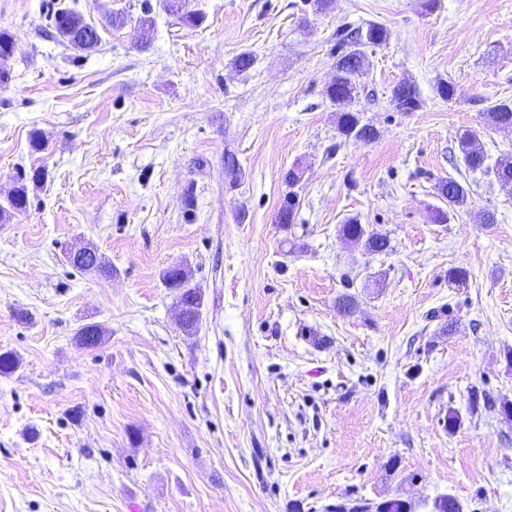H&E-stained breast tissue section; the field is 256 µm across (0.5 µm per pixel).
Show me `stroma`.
I'll return each mask as SVG.
<instances>
[{
	"label": "stroma",
	"mask_w": 512,
	"mask_h": 512,
	"mask_svg": "<svg viewBox=\"0 0 512 512\" xmlns=\"http://www.w3.org/2000/svg\"><path fill=\"white\" fill-rule=\"evenodd\" d=\"M61 7L94 26L93 51L49 25ZM187 8L202 23L163 0H0L14 41L0 203L21 172L47 174L0 223V353L18 360L0 373V512H434L446 494L512 512V194L457 147L469 129L487 165L512 158V129L485 118L512 100V0ZM372 22L389 37L366 48L351 105L377 133L366 143L339 134L324 89L341 35ZM406 79L413 112L389 103ZM448 176L470 204L440 224ZM353 217L388 251L344 240ZM87 244L111 275L66 262ZM173 265L204 294L192 335L163 280ZM452 268L466 284L449 286ZM89 323L107 331L95 349L76 342Z\"/></svg>",
	"instance_id": "stroma-1"
}]
</instances>
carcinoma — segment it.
Returning <instances> with one entry per match:
<instances>
[{"instance_id": "carcinoma-1", "label": "carcinoma", "mask_w": 512, "mask_h": 512, "mask_svg": "<svg viewBox=\"0 0 512 512\" xmlns=\"http://www.w3.org/2000/svg\"><path fill=\"white\" fill-rule=\"evenodd\" d=\"M52 26L56 33L65 39L74 48L90 52L97 42L98 37L88 34L90 25L83 17L70 9L59 8L51 16ZM348 45L350 50L336 57L334 64L335 76L326 85L325 95L329 101L338 106L351 104L358 95L359 90L365 89L361 78L365 74L366 55L365 48L380 46L388 40V29L379 23H370L366 28H357L349 33ZM390 103L400 112H413L421 105L420 93L413 82L403 80L391 89ZM487 118L491 125L498 128H512V101L497 102L487 109ZM338 132L357 141L369 142L375 137L374 128L362 122L358 113L342 111L337 116ZM459 149L461 160L465 168L475 171L485 166V155L478 147L476 135L466 131L459 136ZM494 181L501 189L512 193V161L498 165L493 171ZM46 173L35 170L31 176L21 175L16 179L14 193L7 205H0V220L8 221L15 214L26 211L29 199L28 183L35 185L44 181ZM437 189L440 195L448 202V209H440L436 212V220L440 223L448 221L449 212L468 205L469 190L459 180L452 176L438 181ZM296 195L289 192L285 195L278 210L276 222L284 226L294 223L296 216ZM342 236L363 245L370 253H382L388 250L389 240L365 225L358 223V219L352 218L341 228ZM95 251L88 247L84 249V258L77 259L67 256L68 263L77 270H96L110 273L94 261ZM163 279L169 287L176 292L178 304L182 307L183 316L180 326L189 335L193 334L202 318L203 294L200 288L190 284L186 269L181 265L167 268ZM105 336V329L99 324H86L77 331V342L84 348H94L101 344Z\"/></svg>"}]
</instances>
